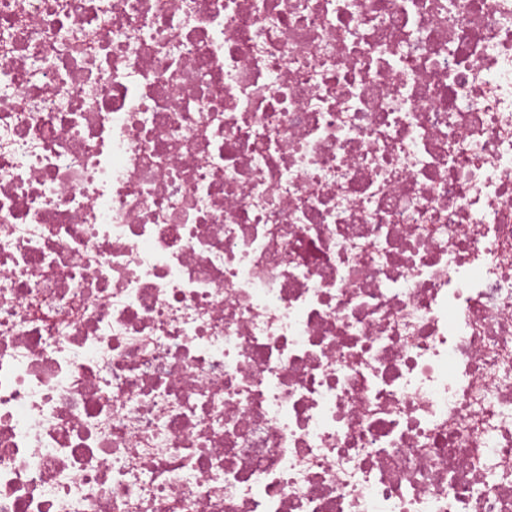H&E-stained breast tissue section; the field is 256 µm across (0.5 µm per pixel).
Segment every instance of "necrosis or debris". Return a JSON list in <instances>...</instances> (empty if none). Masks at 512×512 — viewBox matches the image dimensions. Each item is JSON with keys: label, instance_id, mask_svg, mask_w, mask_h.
Returning a JSON list of instances; mask_svg holds the SVG:
<instances>
[{"label": "necrosis or debris", "instance_id": "necrosis-or-debris-1", "mask_svg": "<svg viewBox=\"0 0 512 512\" xmlns=\"http://www.w3.org/2000/svg\"><path fill=\"white\" fill-rule=\"evenodd\" d=\"M0 512H512V0H0Z\"/></svg>", "mask_w": 512, "mask_h": 512}]
</instances>
